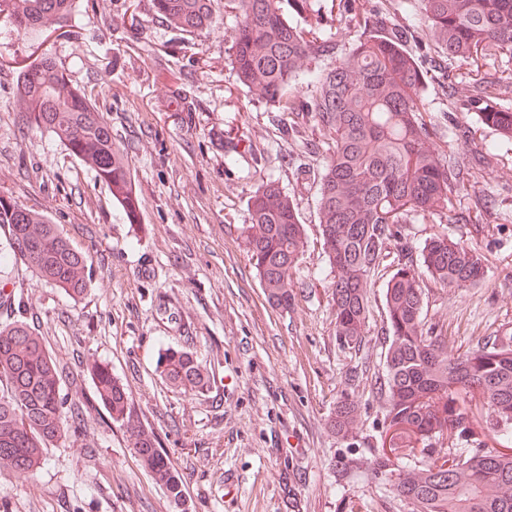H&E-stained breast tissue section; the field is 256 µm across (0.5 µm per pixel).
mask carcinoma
<instances>
[{
  "instance_id": "obj_1",
  "label": "carcinoma",
  "mask_w": 512,
  "mask_h": 512,
  "mask_svg": "<svg viewBox=\"0 0 512 512\" xmlns=\"http://www.w3.org/2000/svg\"><path fill=\"white\" fill-rule=\"evenodd\" d=\"M73 0H0V14L23 29L49 30L72 12ZM214 0H154L156 13L183 34L214 22ZM352 0H224V11L239 19L230 64L257 101L289 116L287 131L310 132L314 146L327 152L318 176L316 210L330 268L336 343L354 350L362 343L369 310V277L401 239L402 225L415 216L435 215L448 196L476 184L479 160L440 150L434 123L422 98L427 74L407 46V29L362 19ZM346 14L359 34L348 54L339 48L330 22ZM418 25L431 35L442 57L470 66L466 84L477 106L468 133L489 128L512 142V108L502 104L508 85L490 81L483 66L512 54V0H419ZM332 61L324 68L321 63ZM434 77L458 94L459 81L447 65ZM20 89L31 98L30 121L48 131L74 157L93 163L96 177L120 188L128 211L138 207L126 191L123 153L112 139L102 112L68 88L67 75L44 57L22 71ZM488 204L449 217L450 224H482ZM250 223L263 226L251 241V259L268 304L282 311L295 300L291 277L304 245V227L288 196L272 180L260 181L248 203ZM9 238L0 260L21 261L39 282L72 297L89 287L88 256L59 225L36 210L0 196V225ZM385 288L387 336L380 393L386 401V429L398 447L420 455L418 464L397 474L394 489L412 512H512V334L490 336L450 356L443 336L423 318L421 273L443 287L469 288L484 277L481 255L441 230L425 239L419 255L403 247ZM169 384L191 389L198 364L181 353L161 356ZM60 360L42 337L20 321L0 326V458L15 472L33 474L42 451L58 443L75 420L65 421L60 401ZM101 402L112 418L123 417L125 386L105 366L95 371ZM488 408L485 426L495 446L482 443L446 459L431 448L444 428L472 436L459 394ZM357 405L347 394L336 401L331 429L346 436ZM135 450L169 497L182 496L181 483L154 444L135 441Z\"/></svg>"
}]
</instances>
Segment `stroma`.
I'll return each mask as SVG.
<instances>
[{
  "label": "stroma",
  "mask_w": 512,
  "mask_h": 512,
  "mask_svg": "<svg viewBox=\"0 0 512 512\" xmlns=\"http://www.w3.org/2000/svg\"><path fill=\"white\" fill-rule=\"evenodd\" d=\"M137 2L140 24L126 8ZM71 34L21 31L0 15V195L59 224L86 251V295L20 271L19 307H0V323L27 321L62 365L64 412L80 425L47 448L41 467L16 479L0 461V512H410L387 476L374 469L385 432V282L389 255L368 290L369 328L355 351L336 343L331 284L316 216L325 154L300 136L284 137L270 107L255 103L228 54L237 30L217 11L214 29L189 39L159 19L152 0H74ZM52 58L74 90L91 97L128 161L140 218L130 222L90 163L16 111L24 65ZM422 97L442 150L481 149L466 140L463 113L442 87ZM248 147L225 163L232 138ZM274 180L298 207L305 242L293 275L294 304L269 306L248 240V198ZM493 205L486 224H452L450 236L486 260L471 288L425 290L427 325L442 332L449 354L512 331V154L478 176L476 192L451 197L454 210L475 194ZM192 354L206 375L190 392L169 386L157 356ZM108 366L129 392L124 421L101 404L94 368ZM356 380H349L350 371ZM349 393L357 417L348 436L328 420ZM152 441L180 479L172 500L134 450Z\"/></svg>",
  "instance_id": "obj_1"
}]
</instances>
